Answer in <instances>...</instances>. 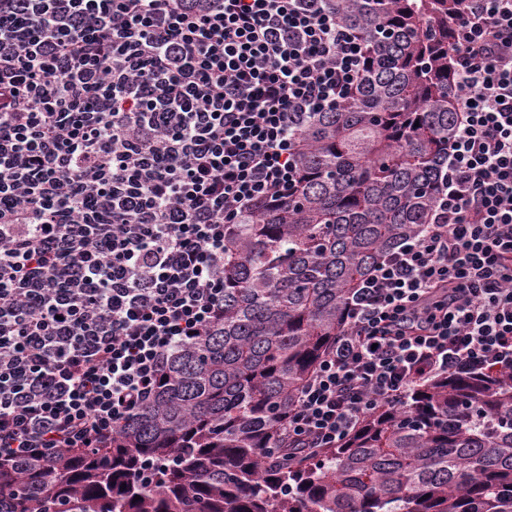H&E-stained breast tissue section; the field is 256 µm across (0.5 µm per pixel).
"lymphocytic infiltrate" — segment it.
<instances>
[{
	"instance_id": "f902f5d3",
	"label": "lymphocytic infiltrate",
	"mask_w": 512,
	"mask_h": 512,
	"mask_svg": "<svg viewBox=\"0 0 512 512\" xmlns=\"http://www.w3.org/2000/svg\"><path fill=\"white\" fill-rule=\"evenodd\" d=\"M331 0H0V464L96 448L224 308V230L364 65ZM428 224L298 394L318 456L439 373L512 369V0H456Z\"/></svg>"
}]
</instances>
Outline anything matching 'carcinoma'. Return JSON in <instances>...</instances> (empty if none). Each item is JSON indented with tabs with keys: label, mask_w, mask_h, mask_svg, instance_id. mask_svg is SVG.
Wrapping results in <instances>:
<instances>
[{
	"label": "carcinoma",
	"mask_w": 512,
	"mask_h": 512,
	"mask_svg": "<svg viewBox=\"0 0 512 512\" xmlns=\"http://www.w3.org/2000/svg\"><path fill=\"white\" fill-rule=\"evenodd\" d=\"M332 5L364 68L299 133L288 198L228 227L224 315L105 447L1 466L0 512H512V372L432 377L318 458L289 445L351 294L428 223L458 112L455 0Z\"/></svg>",
	"instance_id": "obj_1"
}]
</instances>
